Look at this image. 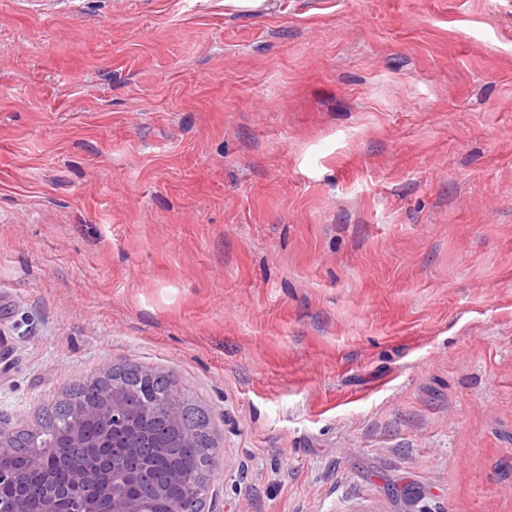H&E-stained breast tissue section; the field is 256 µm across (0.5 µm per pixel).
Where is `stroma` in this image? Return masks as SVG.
Returning <instances> with one entry per match:
<instances>
[{"label":"stroma","mask_w":512,"mask_h":512,"mask_svg":"<svg viewBox=\"0 0 512 512\" xmlns=\"http://www.w3.org/2000/svg\"><path fill=\"white\" fill-rule=\"evenodd\" d=\"M123 363L208 512H512V0H0V426Z\"/></svg>","instance_id":"stroma-1"}]
</instances>
